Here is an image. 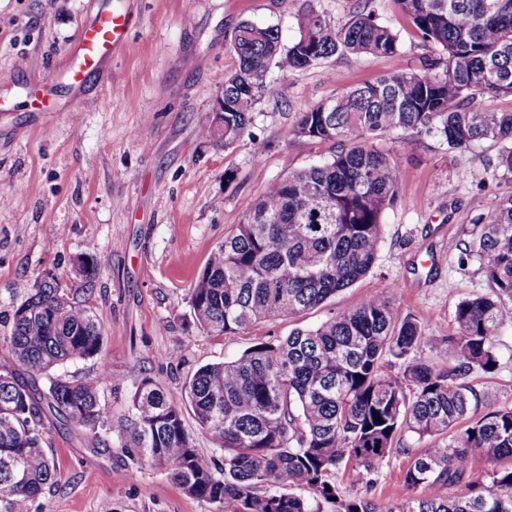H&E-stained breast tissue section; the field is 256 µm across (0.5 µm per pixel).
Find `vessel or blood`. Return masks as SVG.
Instances as JSON below:
<instances>
[{
  "label": "vessel or blood",
  "mask_w": 512,
  "mask_h": 512,
  "mask_svg": "<svg viewBox=\"0 0 512 512\" xmlns=\"http://www.w3.org/2000/svg\"><path fill=\"white\" fill-rule=\"evenodd\" d=\"M131 26L132 18L127 12L109 7L100 9L91 22L81 27L75 50L65 67L59 70L58 80L70 87L83 86L103 62L125 44ZM33 98L43 124H50L55 110L52 85L42 84Z\"/></svg>",
  "instance_id": "obj_1"
}]
</instances>
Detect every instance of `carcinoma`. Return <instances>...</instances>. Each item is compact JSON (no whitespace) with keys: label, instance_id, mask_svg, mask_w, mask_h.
<instances>
[{"label":"carcinoma","instance_id":"1","mask_svg":"<svg viewBox=\"0 0 512 512\" xmlns=\"http://www.w3.org/2000/svg\"><path fill=\"white\" fill-rule=\"evenodd\" d=\"M393 3L439 56L300 113L294 135L338 150L269 184L212 251L190 296V315L203 332L234 335L296 316L369 273L400 181L395 158L371 139L433 134L450 149L490 140L500 145L496 167L512 172V112L483 106L512 97V0ZM297 26L286 50L274 26L242 22L234 29L237 65L224 79V128L208 119L203 134L227 147L246 132L255 105L279 93L268 78L276 59L306 69L335 55L401 53L397 32L364 6L335 26L310 5ZM473 258L489 291L456 304L451 366L424 355L433 337L417 318L400 314L393 285L314 329L203 365L180 390L143 379L131 415L113 431L120 448L138 466L166 471L185 493L239 502L247 512H323L329 503L335 512H512V407L481 410L487 396L466 382L498 369L497 337L512 322V197L469 231L458 265ZM0 341V512H31L57 472L41 444L43 421L92 432L105 425L103 328L48 276L14 309L11 334ZM391 358L400 364L396 376L385 372ZM86 360L98 361L95 374L56 375ZM37 378L48 385L38 388ZM187 405L198 430L217 439L222 460L196 448L184 423ZM405 434L430 440L404 474V486L424 496L380 508L343 494L337 471L378 468L402 450ZM475 451L491 464L508 463L492 470L488 489L472 469ZM459 485L465 495L444 493Z\"/></svg>","mask_w":512,"mask_h":512}]
</instances>
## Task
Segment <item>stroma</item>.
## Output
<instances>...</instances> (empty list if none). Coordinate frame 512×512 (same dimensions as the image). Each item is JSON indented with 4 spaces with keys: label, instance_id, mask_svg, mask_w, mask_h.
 I'll return each instance as SVG.
<instances>
[{
    "label": "stroma",
    "instance_id": "1",
    "mask_svg": "<svg viewBox=\"0 0 512 512\" xmlns=\"http://www.w3.org/2000/svg\"><path fill=\"white\" fill-rule=\"evenodd\" d=\"M108 4L137 19L126 45L81 92L58 88L53 124L43 129L29 89L71 56L80 26ZM310 5L336 24L356 0H0V336L10 335L13 310L37 280L59 279L105 331L112 381L102 402L111 426L127 418L143 378L182 388L202 365L316 327L394 283L399 311L425 325L435 338L433 358L447 363L457 302L488 290L477 262L459 268L457 246L479 216L512 196L497 144L453 151L435 136L402 133L373 142L397 160L400 183L366 277L298 317L232 336L193 325L190 291L211 251L269 183L334 153L331 142L292 135L300 113L343 89L419 68L437 53L392 0H370L398 31L402 55L272 67L279 93L256 105L248 131L230 146L203 136L200 127L236 66L232 30L245 20L273 25L287 47ZM82 258L93 266L86 279L75 274ZM499 349L497 372L469 382L495 406H512L510 324ZM402 444L404 453L377 472L359 479L340 471L337 484L385 506L402 491L411 455L427 446L410 435ZM42 446L58 469L38 512H244L237 502L189 496L161 469L136 467L110 429L94 434L49 423Z\"/></svg>",
    "mask_w": 512,
    "mask_h": 512
}]
</instances>
